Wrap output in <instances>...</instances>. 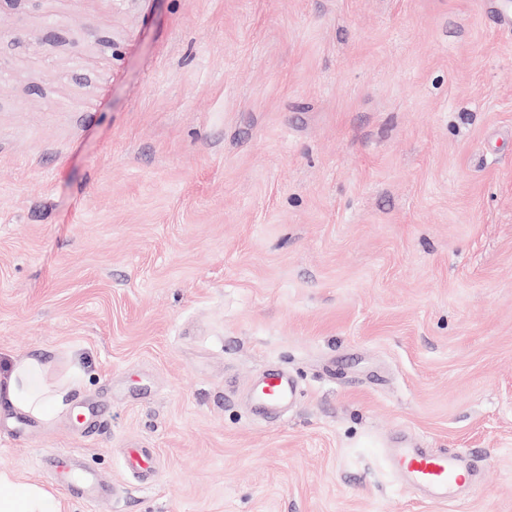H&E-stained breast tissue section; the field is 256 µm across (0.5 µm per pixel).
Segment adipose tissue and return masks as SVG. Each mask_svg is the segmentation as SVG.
I'll return each mask as SVG.
<instances>
[{
    "label": "adipose tissue",
    "mask_w": 512,
    "mask_h": 512,
    "mask_svg": "<svg viewBox=\"0 0 512 512\" xmlns=\"http://www.w3.org/2000/svg\"><path fill=\"white\" fill-rule=\"evenodd\" d=\"M50 363L28 357L13 361L0 372V403L35 419L48 420L76 387L71 375L45 382ZM0 512H67L66 501L58 490L21 480L15 473L0 469Z\"/></svg>",
    "instance_id": "obj_1"
}]
</instances>
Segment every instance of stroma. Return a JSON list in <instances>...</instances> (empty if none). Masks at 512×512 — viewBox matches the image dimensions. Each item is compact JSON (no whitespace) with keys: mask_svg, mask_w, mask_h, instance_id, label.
Segmentation results:
<instances>
[{"mask_svg":"<svg viewBox=\"0 0 512 512\" xmlns=\"http://www.w3.org/2000/svg\"><path fill=\"white\" fill-rule=\"evenodd\" d=\"M512 0H0V468L69 512H512ZM274 367L300 388L253 410ZM98 407L90 440L73 414ZM463 449L405 491L387 449ZM160 459L131 481L121 453ZM50 370L51 364L39 357L14 360L6 372H0V403L37 420H48L77 386L71 374L45 382ZM388 464L405 489L424 492L429 501L447 504L475 484L476 466L468 452L403 447L387 451ZM78 455L69 450H52L42 459L54 478V482L70 494L86 502L119 499L122 491L106 480L98 471L89 467H77Z\"/></svg>","mask_w":512,"mask_h":512,"instance_id":"1","label":"stroma"}]
</instances>
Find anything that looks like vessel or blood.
<instances>
[{
	"mask_svg": "<svg viewBox=\"0 0 512 512\" xmlns=\"http://www.w3.org/2000/svg\"><path fill=\"white\" fill-rule=\"evenodd\" d=\"M256 395L268 411L295 396V385L279 371L266 372ZM77 455L69 450L50 451L45 464L55 483L68 493L86 502L110 501L120 498L121 490L98 471L76 466ZM388 464L405 489L425 493L432 502L445 504L469 491L475 484L476 466L469 453L436 451L421 446L392 448L387 452ZM124 468L131 477L151 478L158 473L153 452L143 448L127 449Z\"/></svg>",
	"mask_w": 512,
	"mask_h": 512,
	"instance_id": "1",
	"label": "vessel or blood"
}]
</instances>
